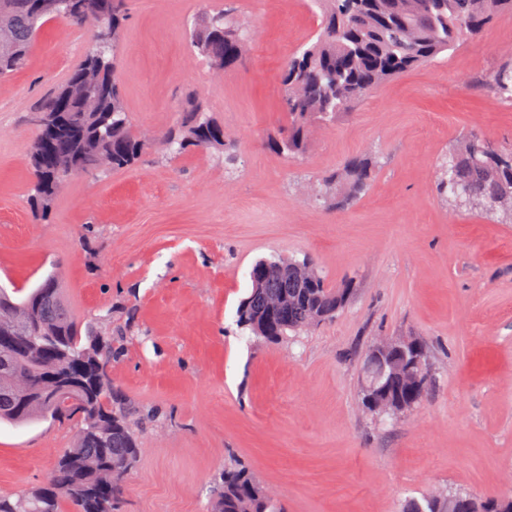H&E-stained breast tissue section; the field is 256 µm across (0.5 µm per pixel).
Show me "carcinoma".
<instances>
[{
	"mask_svg": "<svg viewBox=\"0 0 512 512\" xmlns=\"http://www.w3.org/2000/svg\"><path fill=\"white\" fill-rule=\"evenodd\" d=\"M0 0V80L22 69L48 23L64 18L91 31L83 59L55 87L33 115L42 118L28 148L32 175L30 205L46 218L68 180L135 165L149 150L181 153L191 147L212 149L232 169L223 126L194 94L188 95L180 123L154 134L134 131L120 85L115 80L125 51L126 0ZM318 15L314 35L280 72L287 126L269 138L285 156L304 153L309 130L332 124L372 90L412 68L434 60L457 44L483 35L494 17L512 11V0H308ZM193 52L216 73L243 62L250 41L238 21L234 0L205 10L186 31ZM500 100L512 103V59L484 79ZM374 164L353 157L320 178L321 198L330 205L353 201L370 186ZM439 194L461 212L500 213L498 200L512 197V145L495 146L476 134L461 138L440 163ZM288 264V278L271 266ZM268 267L237 307V324L257 338L277 340L307 331L333 318L348 289L333 288L309 259L261 257ZM63 299L58 271L47 274L24 297L0 288V332L36 345L25 354L0 350V391L17 396L0 402V423L15 426L43 420L74 422L73 445L56 461L49 482L16 499L0 496V512H119L126 475L139 457L131 414L114 399L104 371L112 348L83 341L82 325L69 308L47 311L45 298ZM74 364L98 388L70 408L31 395L48 386L52 367ZM211 512H281L246 469L224 468L214 489ZM402 512H448L433 496L404 502Z\"/></svg>",
	"mask_w": 512,
	"mask_h": 512,
	"instance_id": "carcinoma-1",
	"label": "carcinoma"
}]
</instances>
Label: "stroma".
Returning a JSON list of instances; mask_svg holds the SVG:
<instances>
[{"label":"stroma","instance_id":"1","mask_svg":"<svg viewBox=\"0 0 512 512\" xmlns=\"http://www.w3.org/2000/svg\"><path fill=\"white\" fill-rule=\"evenodd\" d=\"M246 61L199 64L186 23L203 0H128L118 71L135 130L176 124L187 93L239 158L150 153L128 169L72 179L45 221L29 208V116L79 63L87 31L58 19L27 65L0 82V286L59 270L80 321H101L118 356L106 373L139 413L141 454L122 512H207L227 462L246 466L284 512H401L433 492L512 493V223L452 208L437 162L462 135L512 144V103L476 83L512 53V12L373 90L286 160L278 73L312 37L306 0H237ZM375 158L369 189L328 209L308 191L352 156ZM311 256L348 288L336 318L269 342L235 312L260 257ZM427 347L430 394L411 412L361 404L376 342ZM68 421L0 424V496L46 482L73 441Z\"/></svg>","mask_w":512,"mask_h":512}]
</instances>
